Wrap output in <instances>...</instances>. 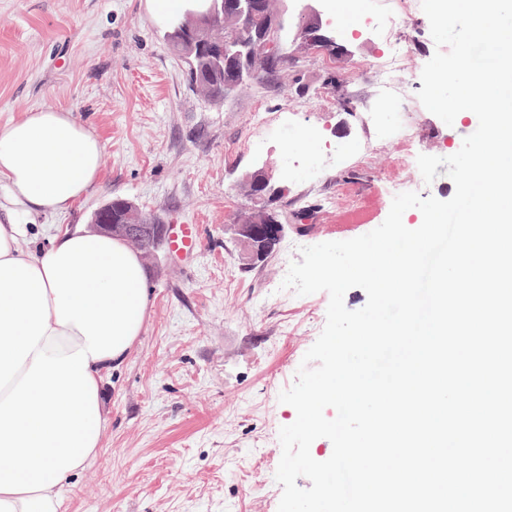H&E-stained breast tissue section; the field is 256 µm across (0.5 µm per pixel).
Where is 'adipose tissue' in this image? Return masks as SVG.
Returning <instances> with one entry per match:
<instances>
[{
    "instance_id": "ef3b65f1",
    "label": "adipose tissue",
    "mask_w": 512,
    "mask_h": 512,
    "mask_svg": "<svg viewBox=\"0 0 512 512\" xmlns=\"http://www.w3.org/2000/svg\"><path fill=\"white\" fill-rule=\"evenodd\" d=\"M104 149L64 111L0 126V512H60L104 437V374L142 331L145 273L122 241L68 230L21 246L37 217L88 194Z\"/></svg>"
}]
</instances>
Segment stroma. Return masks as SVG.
Listing matches in <instances>:
<instances>
[{"label": "stroma", "mask_w": 512, "mask_h": 512, "mask_svg": "<svg viewBox=\"0 0 512 512\" xmlns=\"http://www.w3.org/2000/svg\"><path fill=\"white\" fill-rule=\"evenodd\" d=\"M333 66L308 52L285 75L220 100L196 94L151 0H0V125L56 109L92 126L105 143L101 179L67 213L38 219L24 244L47 246L65 229H90L112 197L164 224H196L201 245L185 264L167 249L142 258L150 301L143 329L103 386L106 432L96 458L66 483L64 512H278L281 403L326 323V292L283 288L299 249L364 235L386 219L392 181L449 199L439 166L424 183L417 164L398 168L396 132L411 121L414 154L447 157L478 127L445 125L423 109L420 80L401 105L378 96L372 71L350 74L381 51L372 31L339 39ZM374 108L385 133L358 168L333 145L357 139L350 114ZM325 174L305 188L287 157ZM257 170L286 189L288 230L274 254L245 265L233 228ZM307 220H297L299 209Z\"/></svg>", "instance_id": "1"}]
</instances>
